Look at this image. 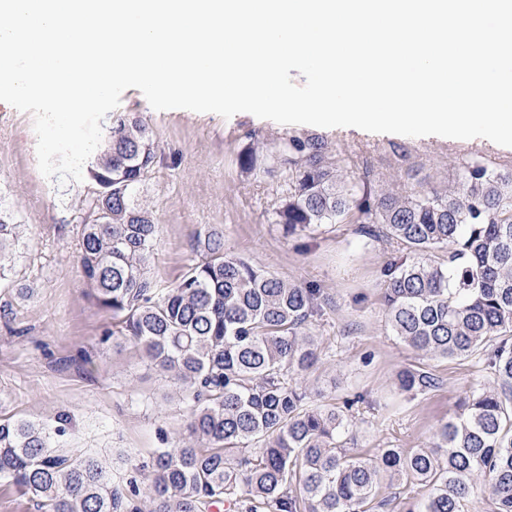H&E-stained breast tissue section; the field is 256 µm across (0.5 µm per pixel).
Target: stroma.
Wrapping results in <instances>:
<instances>
[{
  "label": "stroma",
  "instance_id": "35a3bbf8",
  "mask_svg": "<svg viewBox=\"0 0 512 512\" xmlns=\"http://www.w3.org/2000/svg\"><path fill=\"white\" fill-rule=\"evenodd\" d=\"M113 117H135L149 128L157 158L138 196L158 224L149 274L161 288L175 285L199 260V231L224 234L227 252L281 279L321 288L328 305L309 330L320 359L299 386L319 391L333 405L354 394L367 400L348 413V442L372 456L382 448L431 447L441 423L473 389L492 382L481 355L464 360L413 350L387 327L383 302L387 262L403 246L366 238L356 224L284 235L271 223L281 187L241 172L237 155L249 139L288 134L319 138L338 155L345 175L368 176L376 191L405 195L458 184L472 158L512 172V147L482 138L407 137L281 125L249 113L223 118L184 109L157 111L140 90L127 89ZM88 181L44 177L37 164L31 114L0 102V206L21 227L7 272L14 291L0 288V418L31 419L53 426L68 414L67 449L98 454L116 477L148 460L162 436L183 428L188 406L178 387L116 332L110 312L90 295L79 264L80 231L88 212ZM404 369L427 370L439 389L402 395L395 378Z\"/></svg>",
  "mask_w": 512,
  "mask_h": 512
}]
</instances>
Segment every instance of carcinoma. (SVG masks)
Returning a JSON list of instances; mask_svg holds the SVG:
<instances>
[{
  "label": "carcinoma",
  "instance_id": "1",
  "mask_svg": "<svg viewBox=\"0 0 512 512\" xmlns=\"http://www.w3.org/2000/svg\"><path fill=\"white\" fill-rule=\"evenodd\" d=\"M155 145L136 118L108 119L84 168L92 219L82 225L80 265L99 306L148 361L173 379L190 416L180 437L136 468L146 476L113 481L94 456L65 454L54 431L29 420H0V477L45 512H370L379 481L428 489L405 512H464L474 474L490 479L493 512H512V173L479 161L459 175V189L378 193L368 179L344 180L336 154L318 138L289 134L240 151L242 171H280L285 188L272 223L289 235L327 224H379L412 259L385 270L391 332L439 358L486 357L496 386L472 392L463 412L441 424L430 448L347 453L343 410L319 404L293 381L318 359L309 333L321 312L318 288L277 278L224 249V236L196 237L201 259L171 288L147 274L157 224L136 203L155 164ZM18 225L0 208V282ZM452 247L450 264L430 253ZM424 370L397 376L404 394L434 390Z\"/></svg>",
  "mask_w": 512,
  "mask_h": 512
}]
</instances>
